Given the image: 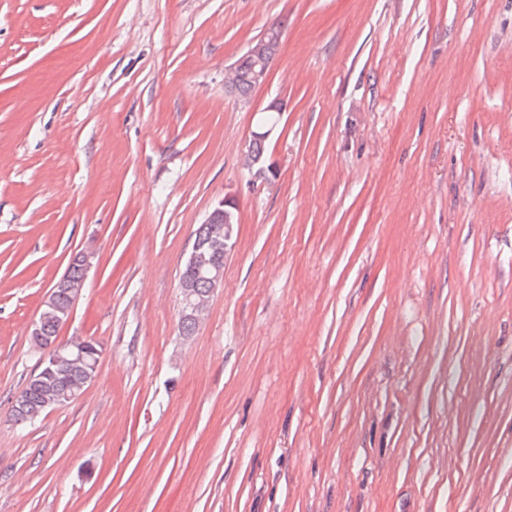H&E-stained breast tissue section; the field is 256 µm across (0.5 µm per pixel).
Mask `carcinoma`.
Returning <instances> with one entry per match:
<instances>
[{"label": "carcinoma", "mask_w": 512, "mask_h": 512, "mask_svg": "<svg viewBox=\"0 0 512 512\" xmlns=\"http://www.w3.org/2000/svg\"><path fill=\"white\" fill-rule=\"evenodd\" d=\"M251 66L250 58L239 57L237 82L233 89L239 98L249 97L253 91ZM64 279L63 285L52 287L49 302L39 313L41 334L30 336L31 347L39 353L48 343L57 341L60 328L68 321L81 294L85 268L78 255L70 258ZM87 378L88 374L81 365L59 363L53 366L45 363L28 378L20 399L10 403V421L20 429L36 425L52 409L68 405L67 397L81 393L88 385Z\"/></svg>", "instance_id": "1"}]
</instances>
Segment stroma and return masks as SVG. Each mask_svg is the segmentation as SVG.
<instances>
[{
    "label": "stroma",
    "mask_w": 512,
    "mask_h": 512,
    "mask_svg": "<svg viewBox=\"0 0 512 512\" xmlns=\"http://www.w3.org/2000/svg\"><path fill=\"white\" fill-rule=\"evenodd\" d=\"M277 21L242 106L224 70ZM79 251L59 337L97 375L21 430ZM0 512H512V0H0ZM239 211L238 198L236 194L227 193L219 199L211 211L208 213L204 224H199L194 231V239L206 236H216L221 239H205L199 238L194 244L189 256V264L196 269L199 274L204 275L210 286L204 279H195V273L188 264L187 259L184 262L180 275V279H191L181 281V290L183 294V304L181 309V317L188 316L192 318L196 324L199 323L200 314L214 290L219 288L224 279V260L231 253L234 241V210ZM224 252L213 255L212 259L219 264L212 263L206 258L209 252ZM196 286V287H195ZM194 288L200 295L205 296L209 290L208 298H202L197 295ZM196 324L191 320L181 321L180 318V335L183 339H189L196 331ZM79 252L70 258L67 270L64 274L65 282L62 286H57L59 280L55 282L51 289L49 302L45 304L38 317L41 334L30 336L31 347L43 354V348L48 346V342L57 341L60 328L68 321L76 300L81 294L85 282V268L79 260ZM36 352V353H37ZM38 354L39 360L41 355Z\"/></svg>",
    "instance_id": "stroma-1"
}]
</instances>
